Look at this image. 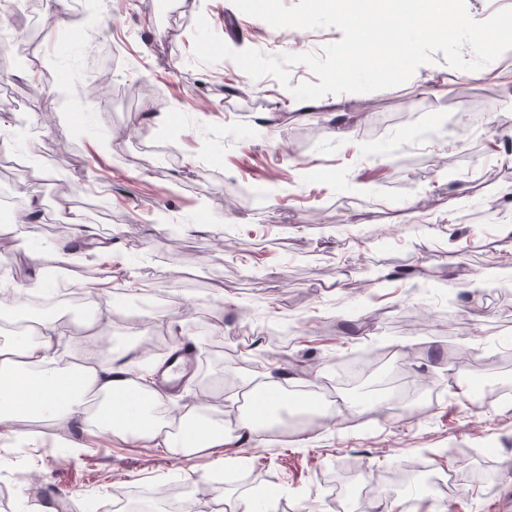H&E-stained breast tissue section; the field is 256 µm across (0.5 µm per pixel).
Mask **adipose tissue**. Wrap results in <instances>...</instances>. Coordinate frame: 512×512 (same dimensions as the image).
Here are the masks:
<instances>
[{
  "label": "adipose tissue",
  "instance_id": "adipose-tissue-1",
  "mask_svg": "<svg viewBox=\"0 0 512 512\" xmlns=\"http://www.w3.org/2000/svg\"><path fill=\"white\" fill-rule=\"evenodd\" d=\"M50 319L36 327L10 330L0 342V438L18 434L19 423L61 425L92 422L98 431L139 440L159 441L170 453L193 457L223 448L230 437L248 439L260 418H241L235 432L208 422V402L190 404L181 437L164 434L154 410L163 396L149 378L132 380L130 367L147 363L145 354L124 350L103 360L87 354L82 365L60 363Z\"/></svg>",
  "mask_w": 512,
  "mask_h": 512
}]
</instances>
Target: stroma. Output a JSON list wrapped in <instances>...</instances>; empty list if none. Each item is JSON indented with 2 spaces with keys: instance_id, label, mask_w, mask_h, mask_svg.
I'll use <instances>...</instances> for the list:
<instances>
[{
  "instance_id": "stroma-1",
  "label": "stroma",
  "mask_w": 512,
  "mask_h": 512,
  "mask_svg": "<svg viewBox=\"0 0 512 512\" xmlns=\"http://www.w3.org/2000/svg\"><path fill=\"white\" fill-rule=\"evenodd\" d=\"M84 0H46L29 53L0 55V190L16 188L19 216L0 221V285L21 287L42 277L56 240L45 227L27 236L28 216L62 195L103 206L90 234L68 238L74 266L66 285L88 290L83 274L95 263L127 284L165 289L150 298L142 331L160 330L199 345L192 327L202 315L223 322L225 345L260 358L262 372L222 360L190 374L165 394L167 417L185 404L217 397L227 414L242 395L288 390L325 379L333 404L310 411L284 436H251L243 444L191 459L135 439L77 423L59 433L36 431L25 460L21 440L0 439V512H82L95 499L113 512L115 490L167 502L181 488L184 512H202L208 494L228 505L256 501L259 512H359L351 484L384 486L369 508L393 512H512V396L484 409L470 405L488 381L512 382V323L504 324L486 255L505 251L512 266V50L492 70L460 82L443 53L405 83L368 93L297 100L290 86L312 80L308 67L290 69V84L270 75L250 78L233 61L197 64L194 20L205 15L226 43L257 49L276 36V54L319 50L342 39L335 27L273 29L239 11L232 0H98L81 30L66 19ZM118 52L107 75L109 95L97 93L87 58ZM496 120L481 137L465 113ZM278 183L263 204L240 188ZM483 214L469 219L472 207ZM181 227L171 238L170 225ZM427 319L414 332L398 322L414 311ZM58 346L80 361L88 342L84 314L53 309ZM295 327L294 341L264 342L268 327ZM474 362L469 389L449 386V348ZM386 349L380 373L396 363L437 383L428 413L392 406L394 390L377 375L359 386L335 382L340 364ZM83 445L82 455L52 453L60 436ZM239 470L238 483L214 489V474ZM453 470L459 489L419 492L401 485L412 471Z\"/></svg>"
}]
</instances>
